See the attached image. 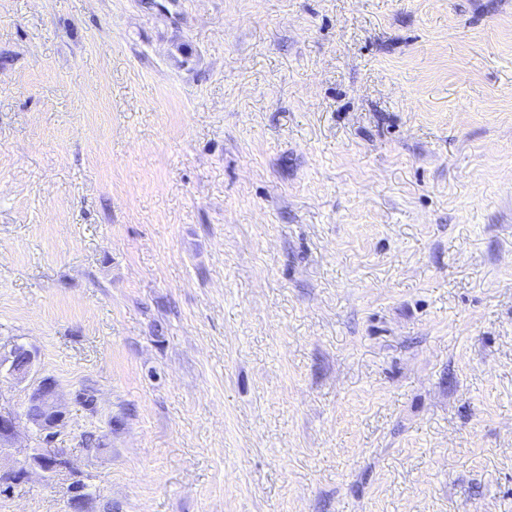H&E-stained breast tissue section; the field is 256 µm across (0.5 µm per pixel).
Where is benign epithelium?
I'll return each mask as SVG.
<instances>
[{"instance_id":"1","label":"benign epithelium","mask_w":512,"mask_h":512,"mask_svg":"<svg viewBox=\"0 0 512 512\" xmlns=\"http://www.w3.org/2000/svg\"><path fill=\"white\" fill-rule=\"evenodd\" d=\"M7 361L10 366L0 374L18 383H27L22 410L0 407V458L16 457L15 465L0 468V487L11 491L35 473L46 482H53L65 473L69 476L67 486L68 505L74 512H81L88 502L84 496L87 486L80 472L74 467L64 449H49L66 425L67 413L59 401V385L51 377L42 376L36 368V351L24 344L14 343L10 347ZM31 425L39 437L35 448H11L5 442L12 438L21 421Z\"/></svg>"}]
</instances>
